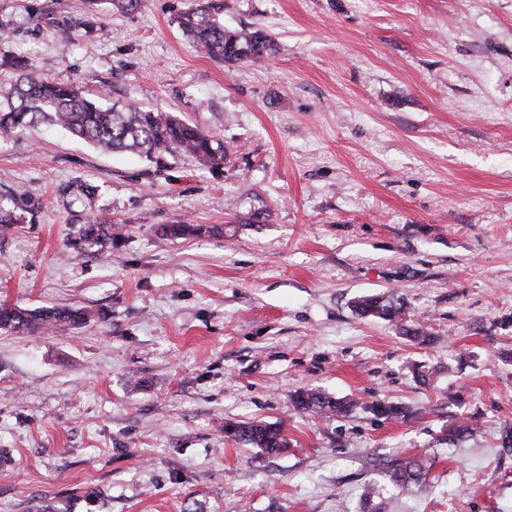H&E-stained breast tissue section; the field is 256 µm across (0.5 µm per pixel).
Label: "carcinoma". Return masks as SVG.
Wrapping results in <instances>:
<instances>
[{
	"mask_svg": "<svg viewBox=\"0 0 512 512\" xmlns=\"http://www.w3.org/2000/svg\"><path fill=\"white\" fill-rule=\"evenodd\" d=\"M224 4L213 3L191 10L182 19L189 36L210 57L228 65L247 61L264 62L273 56L276 45L265 31L230 30L219 20ZM45 125L65 130L101 151H138L148 158L161 160L168 154H188L199 161L214 164L224 160V144L198 126L185 122L169 112L130 105L123 110L105 106L85 95L83 88L72 82L44 76L40 69L30 70L9 88L0 91V129L22 130ZM78 240L89 247L112 242V227L93 222L81 226ZM363 316L378 317L396 323L401 334L422 345L434 341L426 324L406 317L401 298L365 296L355 302ZM84 308L45 307L28 310L6 303L0 304V330L41 333L63 324L80 326L87 322ZM295 410L303 413L347 416L359 408L358 402L333 398L306 389L291 396ZM367 410L387 419L406 416L407 409L392 403L377 402ZM224 430L245 446L259 449L265 455H276L286 447L284 423L243 421L225 425ZM389 482L400 493H409L427 484V473L417 460L393 463L388 469Z\"/></svg>",
	"mask_w": 512,
	"mask_h": 512,
	"instance_id": "obj_1",
	"label": "carcinoma"
}]
</instances>
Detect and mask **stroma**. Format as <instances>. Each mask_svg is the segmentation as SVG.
I'll use <instances>...</instances> for the list:
<instances>
[{
  "instance_id": "35a3bbf8",
  "label": "stroma",
  "mask_w": 512,
  "mask_h": 512,
  "mask_svg": "<svg viewBox=\"0 0 512 512\" xmlns=\"http://www.w3.org/2000/svg\"><path fill=\"white\" fill-rule=\"evenodd\" d=\"M203 2L0 0V86L18 60L227 152L157 165L0 132L21 217L0 232V303L92 314L0 330V512H512V0H224L226 28L277 47L232 66L180 25ZM92 220L121 229L105 251L73 245ZM388 293L434 343L356 314ZM303 388L365 407L301 413ZM464 418L477 430L449 442ZM251 420L284 422L287 448L224 432ZM406 457L427 493L389 483Z\"/></svg>"
}]
</instances>
